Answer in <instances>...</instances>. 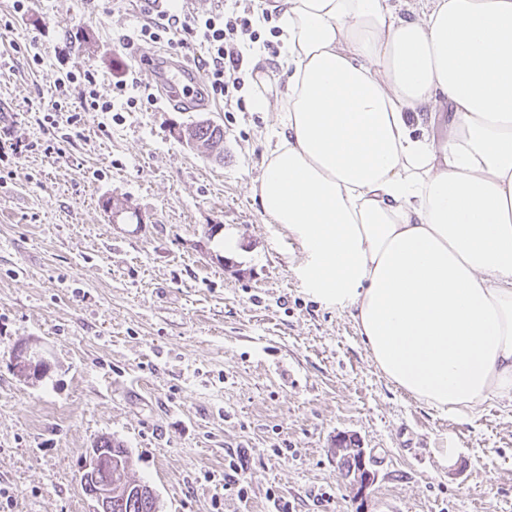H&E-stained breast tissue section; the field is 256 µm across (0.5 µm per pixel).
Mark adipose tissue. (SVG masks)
<instances>
[{
	"label": "adipose tissue",
	"mask_w": 512,
	"mask_h": 512,
	"mask_svg": "<svg viewBox=\"0 0 512 512\" xmlns=\"http://www.w3.org/2000/svg\"><path fill=\"white\" fill-rule=\"evenodd\" d=\"M263 213L306 291L349 312L374 366L469 422L512 402V0H283ZM448 110V139L420 134Z\"/></svg>",
	"instance_id": "adipose-tissue-1"
}]
</instances>
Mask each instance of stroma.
<instances>
[{
  "mask_svg": "<svg viewBox=\"0 0 512 512\" xmlns=\"http://www.w3.org/2000/svg\"><path fill=\"white\" fill-rule=\"evenodd\" d=\"M141 22L140 0H32L23 16L0 0V141L27 146L0 161L1 512H93L80 466L103 437L160 512H512V406L467 423L430 410L375 369L348 312L305 293L251 190L275 112L158 98L116 120L83 111L76 84V123L46 122L69 71L108 99L126 62L158 93L149 61L172 49L113 43ZM66 30L85 42L64 47ZM203 119L223 125V158L173 133ZM21 342L50 359L41 380L14 370ZM340 434L374 455L366 499L336 469Z\"/></svg>",
  "mask_w": 512,
  "mask_h": 512,
  "instance_id": "35a3bbf8",
  "label": "stroma"
}]
</instances>
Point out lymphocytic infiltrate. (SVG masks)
Listing matches in <instances>:
<instances>
[{"label":"lymphocytic infiltrate","mask_w":512,"mask_h":512,"mask_svg":"<svg viewBox=\"0 0 512 512\" xmlns=\"http://www.w3.org/2000/svg\"><path fill=\"white\" fill-rule=\"evenodd\" d=\"M144 20L132 32L119 35L122 49L130 50L140 43H167L173 49H189L192 43H199L204 52L195 56L194 61L207 80L212 97L223 99L225 105L241 102L243 88L241 74L246 66V45L260 38L259 25L270 24L271 34H278V27L272 26L273 15L269 10H258L253 0H234L232 10L199 18L171 9L164 0H142ZM82 87V108L87 112H110L114 109V98L126 101L127 108H136L140 90L137 73L132 67L121 68L114 82L113 99H101L93 76L83 72L68 74L66 80L58 82V99L51 105L52 110L61 111L63 101L69 95L72 84Z\"/></svg>","instance_id":"obj_1"}]
</instances>
